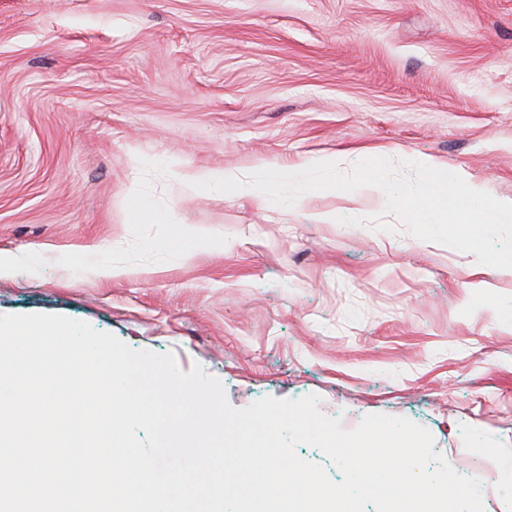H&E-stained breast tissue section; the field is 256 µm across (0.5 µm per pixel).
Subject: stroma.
Wrapping results in <instances>:
<instances>
[{
	"label": "stroma",
	"instance_id": "stroma-1",
	"mask_svg": "<svg viewBox=\"0 0 512 512\" xmlns=\"http://www.w3.org/2000/svg\"><path fill=\"white\" fill-rule=\"evenodd\" d=\"M338 153L512 198V0H0V315L173 354L237 408L406 417L460 475L512 473V275L362 188L195 187Z\"/></svg>",
	"mask_w": 512,
	"mask_h": 512
}]
</instances>
